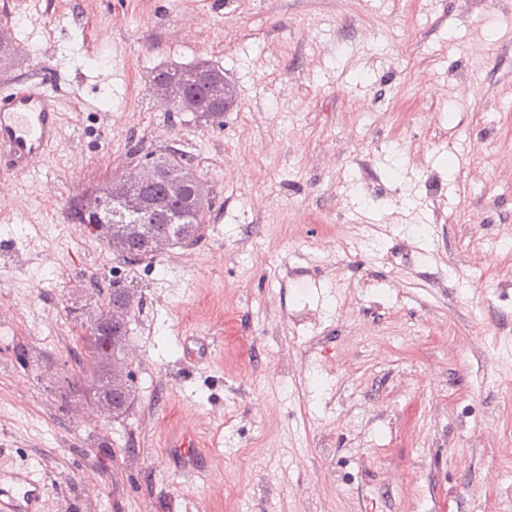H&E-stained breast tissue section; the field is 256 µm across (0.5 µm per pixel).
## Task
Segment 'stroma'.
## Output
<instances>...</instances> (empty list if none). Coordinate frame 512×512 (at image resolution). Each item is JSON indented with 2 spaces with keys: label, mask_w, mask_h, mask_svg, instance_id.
<instances>
[{
  "label": "stroma",
  "mask_w": 512,
  "mask_h": 512,
  "mask_svg": "<svg viewBox=\"0 0 512 512\" xmlns=\"http://www.w3.org/2000/svg\"><path fill=\"white\" fill-rule=\"evenodd\" d=\"M1 20L63 133L0 180V475L36 472L43 512H512V0H0ZM199 62L233 90L223 123L149 92ZM168 149L212 219L126 267L68 201ZM115 279L139 300L118 417L66 383L72 311Z\"/></svg>",
  "instance_id": "35a3bbf8"
}]
</instances>
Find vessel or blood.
I'll list each match as a JSON object with an SVG mask.
<instances>
[{"instance_id":"1","label":"vessel or blood","mask_w":512,"mask_h":512,"mask_svg":"<svg viewBox=\"0 0 512 512\" xmlns=\"http://www.w3.org/2000/svg\"><path fill=\"white\" fill-rule=\"evenodd\" d=\"M61 109L51 83L41 82L0 92V176L30 172L59 140ZM39 481L14 476L0 484V512H41Z\"/></svg>"}]
</instances>
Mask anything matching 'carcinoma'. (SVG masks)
Instances as JSON below:
<instances>
[{"mask_svg": "<svg viewBox=\"0 0 512 512\" xmlns=\"http://www.w3.org/2000/svg\"><path fill=\"white\" fill-rule=\"evenodd\" d=\"M195 70L194 66L159 70L154 78H176L184 82L198 101L195 118L205 124H219L224 118V106L209 101L204 84L194 76ZM191 161V156L173 149L152 158V164L160 169L158 178L147 186L126 185L127 193L141 199V206L132 213L117 212L111 207L120 184L114 177L74 196L69 205V219L83 225L128 266H137L154 257L152 242L131 231V222L150 223L156 239L191 246L211 219V206L195 205ZM134 303V295L128 288L112 283L98 313L90 321L87 334L78 337L86 356L96 364L95 371L87 376L88 386L98 401L117 415L126 412L135 397L131 376L122 368L112 366V360L123 351L127 335V321L119 318L118 312L131 311Z\"/></svg>", "mask_w": 512, "mask_h": 512, "instance_id": "1", "label": "carcinoma"}]
</instances>
